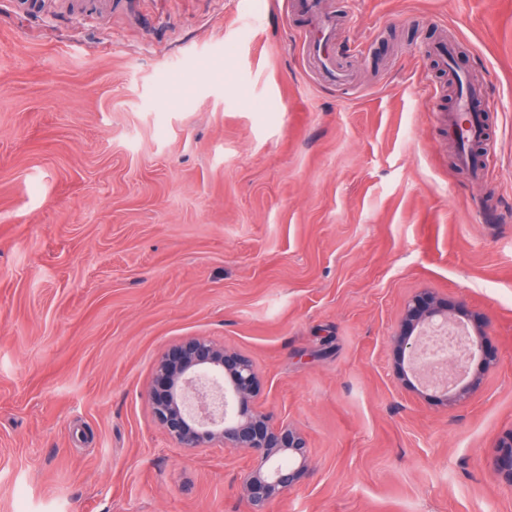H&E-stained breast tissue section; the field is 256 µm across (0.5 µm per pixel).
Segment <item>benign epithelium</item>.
Wrapping results in <instances>:
<instances>
[{
	"mask_svg": "<svg viewBox=\"0 0 512 512\" xmlns=\"http://www.w3.org/2000/svg\"><path fill=\"white\" fill-rule=\"evenodd\" d=\"M445 312L433 296H413L394 342L400 378L406 381L412 375L424 381L437 390L438 401L452 405L480 385L479 376H468L469 362L477 358L488 369L493 356L483 346L486 321L477 314V336L463 363L444 378L429 373L425 338L448 326ZM261 388L258 372L244 355L206 339L189 338L160 358L149 394L156 420L179 447L207 448L218 441L251 456L252 465L240 477L246 512H270L271 504L302 478L308 460L307 441L297 429L275 426L253 407ZM498 471L512 483V433L502 446Z\"/></svg>",
	"mask_w": 512,
	"mask_h": 512,
	"instance_id": "1",
	"label": "benign epithelium"
}]
</instances>
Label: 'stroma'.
Returning <instances> with one entry per match:
<instances>
[{"instance_id": "stroma-1", "label": "stroma", "mask_w": 512, "mask_h": 512, "mask_svg": "<svg viewBox=\"0 0 512 512\" xmlns=\"http://www.w3.org/2000/svg\"><path fill=\"white\" fill-rule=\"evenodd\" d=\"M0 0V512H245L242 451L155 420L159 358L247 356L306 438L274 512H512V0ZM452 42L483 167L448 135ZM488 320L447 407L395 371L405 303ZM336 25V19L332 16H323L321 21V36L318 40H312L311 37L308 39V44H313L311 53L318 61V66L322 70L323 75L336 82V78L341 77L339 72H336V67L332 64V58L326 51V45L330 42L331 29ZM455 80L460 84L461 89V95L457 98L456 111L471 113L470 125L464 132L463 138L470 142L482 139L485 135L484 119L482 112L475 107L476 102L481 99V91L472 84L468 74L456 72ZM484 140L485 138L475 144L474 155L477 162L483 153Z\"/></svg>"}]
</instances>
